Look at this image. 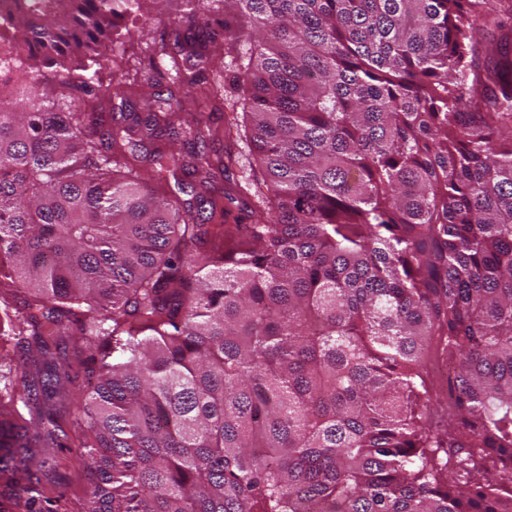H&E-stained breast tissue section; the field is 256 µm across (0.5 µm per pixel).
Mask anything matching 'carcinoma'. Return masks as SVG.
I'll list each match as a JSON object with an SVG mask.
<instances>
[{
	"label": "carcinoma",
	"mask_w": 512,
	"mask_h": 512,
	"mask_svg": "<svg viewBox=\"0 0 512 512\" xmlns=\"http://www.w3.org/2000/svg\"><path fill=\"white\" fill-rule=\"evenodd\" d=\"M144 0L0 15V479L34 491L73 401L84 512H512V0H225L149 63L167 96L94 105ZM498 32L480 52L477 26ZM222 31L224 46L217 42ZM250 171L208 179L216 53ZM53 68L52 77L40 66ZM189 145V161L145 141ZM144 154L151 169L127 167ZM263 181L269 195L250 201ZM244 220L217 230L205 206ZM448 362V427L425 362ZM84 386L72 393L78 377Z\"/></svg>",
	"instance_id": "cac0c4a2"
}]
</instances>
